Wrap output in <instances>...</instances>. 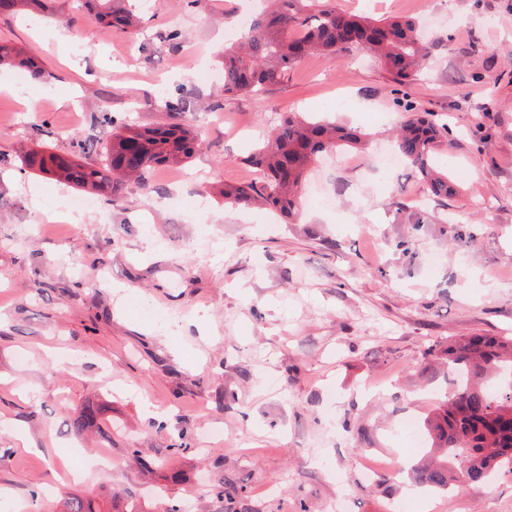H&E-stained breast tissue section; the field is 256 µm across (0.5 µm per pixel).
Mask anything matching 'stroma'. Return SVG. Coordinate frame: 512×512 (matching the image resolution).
<instances>
[{"label": "stroma", "instance_id": "obj_1", "mask_svg": "<svg viewBox=\"0 0 512 512\" xmlns=\"http://www.w3.org/2000/svg\"><path fill=\"white\" fill-rule=\"evenodd\" d=\"M337 3L418 19L441 37L431 68L399 89L366 51L311 56L228 96L206 73L263 0H150L124 32L90 0L0 12V41L44 72L34 85L0 69V512H51L65 493L100 512L116 494L143 512H224L205 492L223 477L245 479L249 512H512L507 470L449 495L363 478L364 460L422 458L407 429L446 385L450 340L512 336V0ZM171 97L189 110L167 113ZM406 100L448 125L435 154L452 196L374 162ZM293 109L372 136L346 167L328 153L310 170L304 194L335 208L287 224L224 203L215 187L260 180L243 158ZM170 121L201 150L79 224L54 213L85 191L23 168L41 143L67 155L116 124ZM92 403L98 427L75 435ZM19 433L32 451L14 449Z\"/></svg>", "mask_w": 512, "mask_h": 512}]
</instances>
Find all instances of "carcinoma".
<instances>
[{
  "label": "carcinoma",
  "mask_w": 512,
  "mask_h": 512,
  "mask_svg": "<svg viewBox=\"0 0 512 512\" xmlns=\"http://www.w3.org/2000/svg\"><path fill=\"white\" fill-rule=\"evenodd\" d=\"M124 0H97L94 18L115 29L133 25ZM297 0H270V9L252 20L246 43L224 49V94H257L284 82L290 70L308 56L337 62L356 49L378 55L394 82L402 85L430 59L431 47L422 41L413 18L377 19L338 9L334 0L310 12L296 7ZM41 71L16 46L0 43V66ZM409 117L395 142L396 152L430 192L446 197L455 189L448 173L433 163V151L448 133L429 112L405 105ZM365 134L336 122H309L299 113L282 116L264 145L246 162L264 179L247 185H224L218 190L226 202H257L292 219L299 213L301 188L310 167L328 152L342 148L363 150ZM201 143L192 129L168 123L149 129L121 125L101 148L99 159L83 162L79 156L57 155L40 148L24 162L34 173L52 176L78 189L111 201L130 182L141 184L157 167L191 159ZM448 366L457 373L456 388L423 421L429 453L434 460L410 468L415 485L446 492L457 484L482 485L499 469L512 470V337L469 336L448 342L443 350ZM101 409L86 406L73 420L72 431L81 434L98 426ZM214 496L237 505L244 488L224 478L209 489ZM63 512H96L91 499L67 498Z\"/></svg>",
  "instance_id": "cac0c4a2"
}]
</instances>
